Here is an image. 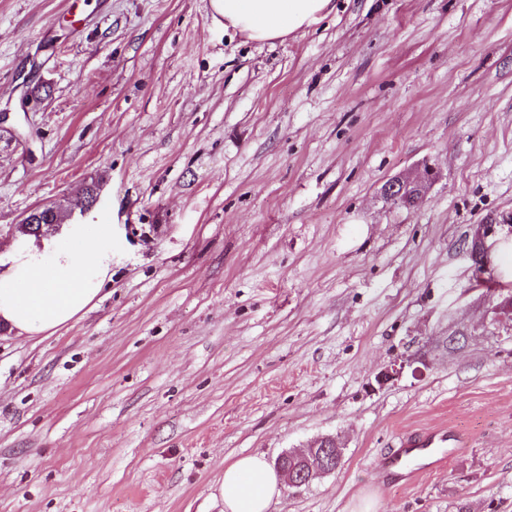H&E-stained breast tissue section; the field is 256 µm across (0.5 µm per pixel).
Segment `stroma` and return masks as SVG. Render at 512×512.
<instances>
[{
	"instance_id": "obj_1",
	"label": "stroma",
	"mask_w": 512,
	"mask_h": 512,
	"mask_svg": "<svg viewBox=\"0 0 512 512\" xmlns=\"http://www.w3.org/2000/svg\"><path fill=\"white\" fill-rule=\"evenodd\" d=\"M1 112L0 253L50 205L111 225L112 280L0 327V512H224L225 464L326 436L272 512H512V226L468 252L512 213V0H334L263 43L209 0H0ZM435 426L460 453L398 482ZM423 183L394 178L388 181L386 193L394 200L407 206H414L422 200ZM460 439L448 435L446 431H433L425 434L407 435L399 438L398 448L385 458L383 466L395 474L412 480L415 474L449 459L452 450L460 448ZM420 458V463L412 465V459Z\"/></svg>"
}]
</instances>
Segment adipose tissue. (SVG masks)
I'll list each match as a JSON object with an SVG mask.
<instances>
[{"label":"adipose tissue","mask_w":512,"mask_h":512,"mask_svg":"<svg viewBox=\"0 0 512 512\" xmlns=\"http://www.w3.org/2000/svg\"><path fill=\"white\" fill-rule=\"evenodd\" d=\"M225 27L266 42L305 30L332 10V0H216ZM112 276V227L68 224L39 248L0 256V325L28 338L49 336L84 313ZM263 455L224 467L214 497L224 512H270L280 494Z\"/></svg>","instance_id":"1"}]
</instances>
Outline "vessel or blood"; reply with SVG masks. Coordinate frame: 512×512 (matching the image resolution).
<instances>
[{
    "label": "vessel or blood",
    "instance_id": "b4317fda",
    "mask_svg": "<svg viewBox=\"0 0 512 512\" xmlns=\"http://www.w3.org/2000/svg\"><path fill=\"white\" fill-rule=\"evenodd\" d=\"M460 445L458 438L444 431L407 435L399 439L396 451L385 458L383 465L410 480L418 469L445 462L450 458L452 449Z\"/></svg>",
    "mask_w": 512,
    "mask_h": 512
}]
</instances>
